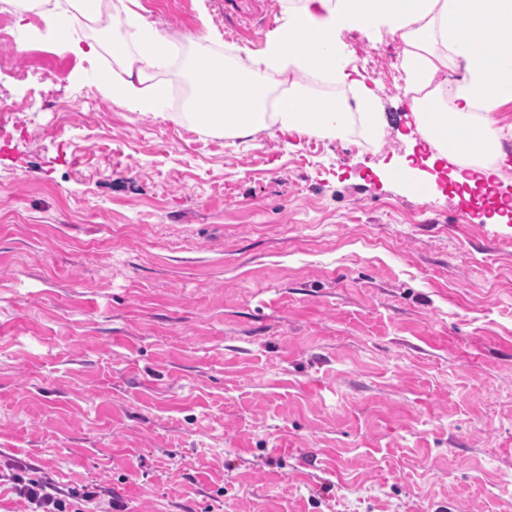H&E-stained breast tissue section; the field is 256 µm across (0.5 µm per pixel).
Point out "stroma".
<instances>
[{
	"label": "stroma",
	"mask_w": 512,
	"mask_h": 512,
	"mask_svg": "<svg viewBox=\"0 0 512 512\" xmlns=\"http://www.w3.org/2000/svg\"><path fill=\"white\" fill-rule=\"evenodd\" d=\"M169 37L224 0H138ZM21 40L64 81L0 73V466L128 512H512V168L497 207L389 172L432 150L371 81L375 137L218 134L105 85L115 28ZM100 42L97 55L73 45Z\"/></svg>",
	"instance_id": "1"
}]
</instances>
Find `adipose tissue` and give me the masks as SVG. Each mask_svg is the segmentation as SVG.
<instances>
[{
    "mask_svg": "<svg viewBox=\"0 0 512 512\" xmlns=\"http://www.w3.org/2000/svg\"><path fill=\"white\" fill-rule=\"evenodd\" d=\"M121 23L134 40L112 43V95L141 112L161 111L163 100L148 72L169 61L170 40L132 9H125ZM346 29L401 41L404 96L416 130L453 164L454 181L464 182L468 170L491 177L482 158L495 154L496 114L512 101V55L501 50L512 43V0H301L244 62L214 63L209 35L192 37L196 123L245 136L272 125L288 137L336 131L348 124L349 113L322 99L309 101L301 89L304 77L321 73L353 85L357 110L369 115L372 128H381L386 117L375 92L348 72L339 38ZM453 62L462 64L465 77L445 111L433 80Z\"/></svg>",
    "mask_w": 512,
    "mask_h": 512,
    "instance_id": "1",
    "label": "adipose tissue"
}]
</instances>
